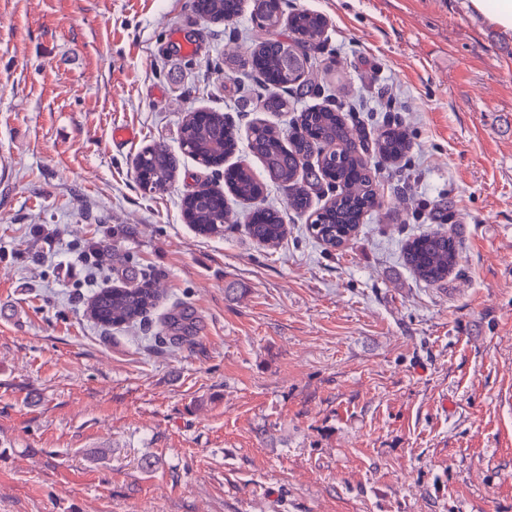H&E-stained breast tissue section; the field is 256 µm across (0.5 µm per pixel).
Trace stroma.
I'll list each match as a JSON object with an SVG mask.
<instances>
[{"instance_id": "35a3bbf8", "label": "stroma", "mask_w": 512, "mask_h": 512, "mask_svg": "<svg viewBox=\"0 0 512 512\" xmlns=\"http://www.w3.org/2000/svg\"><path fill=\"white\" fill-rule=\"evenodd\" d=\"M298 10L326 27L297 109L413 143L363 153L380 206L338 249L307 232L335 189L288 210L247 148L252 123L294 118L237 78L249 11L0 0V512H512V39L461 0H280ZM191 110L235 129L226 166L266 184L278 247L231 195L222 232L186 222L183 198L224 184L181 151ZM158 143L179 171L147 195L134 160ZM430 230L460 243L434 286L402 259ZM145 278L148 320L88 317L95 289ZM180 306L196 329L173 342ZM227 0H197L198 11L209 21L221 23L232 19L233 14L227 12ZM412 148L411 141L401 127L388 125L373 142V151L384 160L405 158ZM245 231L256 243L274 248L278 246L287 234L281 211L272 207L256 209L245 219Z\"/></svg>"}]
</instances>
